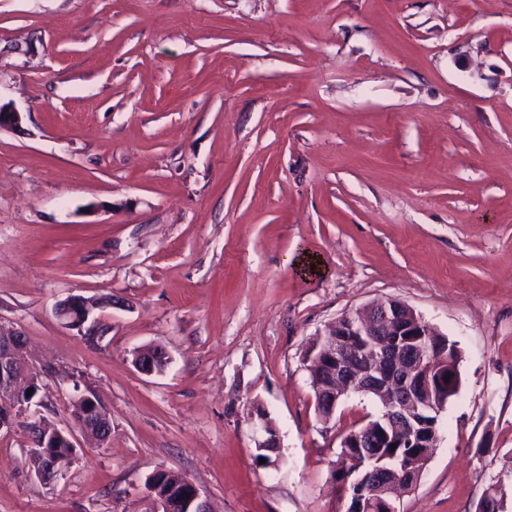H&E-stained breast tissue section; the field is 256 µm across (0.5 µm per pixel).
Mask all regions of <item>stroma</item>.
I'll list each match as a JSON object with an SVG mask.
<instances>
[{"mask_svg": "<svg viewBox=\"0 0 512 512\" xmlns=\"http://www.w3.org/2000/svg\"><path fill=\"white\" fill-rule=\"evenodd\" d=\"M0 102V322L51 368L48 425L73 372L112 420L57 479L1 433L0 512H150L160 469L214 512H345L340 442L382 406L321 419L305 352L385 297L462 354L398 512L512 480V0H0ZM71 295L113 297L95 335ZM113 303L115 301L110 300L99 304L83 296L73 295L61 300L55 307V313L65 327L78 331L85 329V334L91 335L98 325L94 318L95 310L112 307ZM169 361L168 353L163 348H148L135 354L134 364L145 374L160 373Z\"/></svg>", "mask_w": 512, "mask_h": 512, "instance_id": "1", "label": "stroma"}]
</instances>
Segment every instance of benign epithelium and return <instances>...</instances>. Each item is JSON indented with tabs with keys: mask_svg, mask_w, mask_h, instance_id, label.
Segmentation results:
<instances>
[{
	"mask_svg": "<svg viewBox=\"0 0 512 512\" xmlns=\"http://www.w3.org/2000/svg\"><path fill=\"white\" fill-rule=\"evenodd\" d=\"M113 306V301L97 303L73 295L60 301L55 313L70 329L92 334L98 321L95 310ZM439 332L397 299L378 300L346 313L331 325L314 344L309 356L314 386L326 416H331L342 398L349 393L377 392L385 397V426L400 443L416 447L437 446L434 431L437 420L448 405V386L455 379L448 376V359L436 339ZM169 361L163 348H148L135 354L134 364L145 374L160 373ZM43 369L32 362L27 337L16 328L0 325V432L12 430L19 419H28L32 436V454L45 460L49 445L61 438L69 448V458L77 453L75 432L89 434L100 444L112 437V421L102 404L90 392H78L74 422L77 431L49 429L41 424L42 400L27 395V390L42 386ZM369 429L354 442L365 449L367 487L371 499L367 508L382 505V512H397L393 496L402 476L373 465L379 453ZM159 485H150L155 507L150 512H212L208 500L186 476H172L169 470L154 473ZM361 505L352 512H363Z\"/></svg>",
	"mask_w": 512,
	"mask_h": 512,
	"instance_id": "7a95c632",
	"label": "benign epithelium"
}]
</instances>
